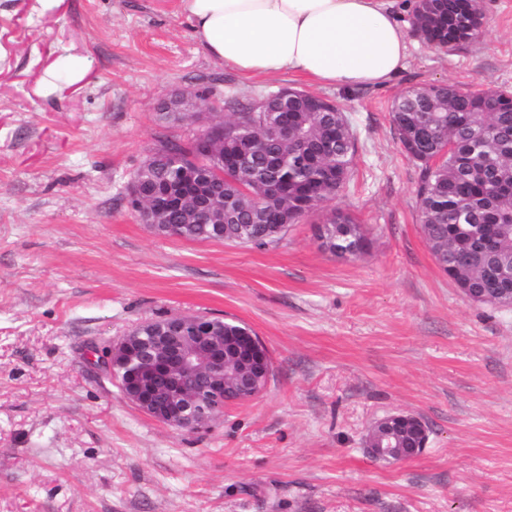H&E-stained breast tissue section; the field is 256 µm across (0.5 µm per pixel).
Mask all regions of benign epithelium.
<instances>
[{"instance_id": "1", "label": "benign epithelium", "mask_w": 512, "mask_h": 512, "mask_svg": "<svg viewBox=\"0 0 512 512\" xmlns=\"http://www.w3.org/2000/svg\"><path fill=\"white\" fill-rule=\"evenodd\" d=\"M100 361L126 397L148 417L180 430H197L230 403L256 398L271 373V358L261 339L247 329L224 338V324L216 319L171 315L166 333L150 350L131 331L98 352ZM419 417L396 413L378 420L386 434L402 430ZM374 458L401 461L419 448L367 445Z\"/></svg>"}]
</instances>
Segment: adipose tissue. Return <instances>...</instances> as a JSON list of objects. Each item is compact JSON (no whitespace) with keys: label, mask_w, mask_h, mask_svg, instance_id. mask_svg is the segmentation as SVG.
Masks as SVG:
<instances>
[{"label":"adipose tissue","mask_w":512,"mask_h":512,"mask_svg":"<svg viewBox=\"0 0 512 512\" xmlns=\"http://www.w3.org/2000/svg\"><path fill=\"white\" fill-rule=\"evenodd\" d=\"M194 36L243 75L293 72L323 85L388 83L406 65L395 0H181Z\"/></svg>","instance_id":"1"}]
</instances>
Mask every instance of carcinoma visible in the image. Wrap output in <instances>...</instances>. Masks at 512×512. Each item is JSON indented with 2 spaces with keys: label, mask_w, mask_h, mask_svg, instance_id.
<instances>
[{
  "label": "carcinoma",
  "mask_w": 512,
  "mask_h": 512,
  "mask_svg": "<svg viewBox=\"0 0 512 512\" xmlns=\"http://www.w3.org/2000/svg\"><path fill=\"white\" fill-rule=\"evenodd\" d=\"M483 23L476 0H419L412 18L413 31L438 48L471 41ZM279 117L260 101L215 116L210 152L196 138H166L133 174L146 202H156L159 187L171 191L160 223L181 225L186 240L266 247L305 213L301 196L313 213L337 194L354 154L340 111L297 90L288 99L286 136ZM391 119L421 168L419 217L441 270L459 289L512 288V93L430 85L397 96ZM242 139L253 152L236 170L226 161ZM490 224L506 262L472 258L473 241ZM318 239L340 258L367 249L362 225L339 210L326 213Z\"/></svg>",
  "instance_id": "1"
}]
</instances>
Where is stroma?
<instances>
[{
    "label": "stroma",
    "mask_w": 512,
    "mask_h": 512,
    "mask_svg": "<svg viewBox=\"0 0 512 512\" xmlns=\"http://www.w3.org/2000/svg\"><path fill=\"white\" fill-rule=\"evenodd\" d=\"M396 0L404 70L382 86L247 77L197 42L181 0H0V512H512V306L469 300L435 262L420 170L391 120L430 83L512 92V0L437 49ZM345 114L350 213L367 252L321 250L319 215L266 248L159 236L128 185L193 95V137L226 102L283 88ZM174 314L233 320L272 372L251 401L179 431L133 406L94 350ZM419 416L428 441L373 459L370 427ZM367 452L374 458H387L394 461H401L409 457L419 454L423 448H391L389 445L385 446L383 442L377 445L368 442Z\"/></svg>",
    "instance_id": "1"
}]
</instances>
